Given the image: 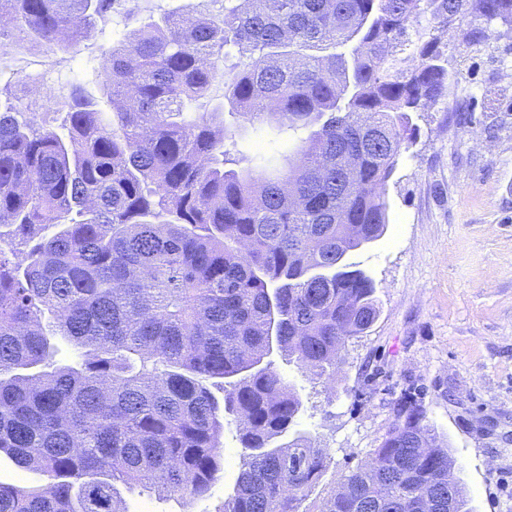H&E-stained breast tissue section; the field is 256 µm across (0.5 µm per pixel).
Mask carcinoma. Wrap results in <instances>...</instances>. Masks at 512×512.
I'll use <instances>...</instances> for the list:
<instances>
[{
	"instance_id": "cac0c4a2",
	"label": "carcinoma",
	"mask_w": 512,
	"mask_h": 512,
	"mask_svg": "<svg viewBox=\"0 0 512 512\" xmlns=\"http://www.w3.org/2000/svg\"><path fill=\"white\" fill-rule=\"evenodd\" d=\"M115 2L0 0V18L55 51ZM468 17L512 26V0H224L220 26L166 15L104 52L108 118L80 85L62 134L0 111V453L49 480L0 483V512H128L118 482L204 497L228 417L249 461L222 512H300L327 452L289 432L302 401L269 357L332 384L378 319L347 258L387 231L411 113L448 92L436 32ZM235 47L229 108L187 117ZM227 114L308 130L299 161L233 168ZM373 454L319 512H471L419 404Z\"/></svg>"
}]
</instances>
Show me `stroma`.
I'll return each instance as SVG.
<instances>
[{
    "label": "stroma",
    "instance_id": "stroma-1",
    "mask_svg": "<svg viewBox=\"0 0 512 512\" xmlns=\"http://www.w3.org/2000/svg\"><path fill=\"white\" fill-rule=\"evenodd\" d=\"M220 20L219 0H123L90 37L45 52L22 28L0 32V107L60 130L70 91L83 82L103 112L102 57L120 35L162 14ZM448 95L412 115L416 134L385 186L389 224L349 255L376 286L380 315L350 338L335 384L285 360L277 369L303 402L299 427L328 451L305 512H319L340 479L370 463L400 399L418 401L425 424L448 442L472 512H512V28L465 21L444 34ZM48 71L41 95L32 76ZM308 133L238 128V150L287 153ZM224 467L208 497L147 490L128 512H221L247 460L235 425L221 436Z\"/></svg>",
    "mask_w": 512,
    "mask_h": 512
}]
</instances>
